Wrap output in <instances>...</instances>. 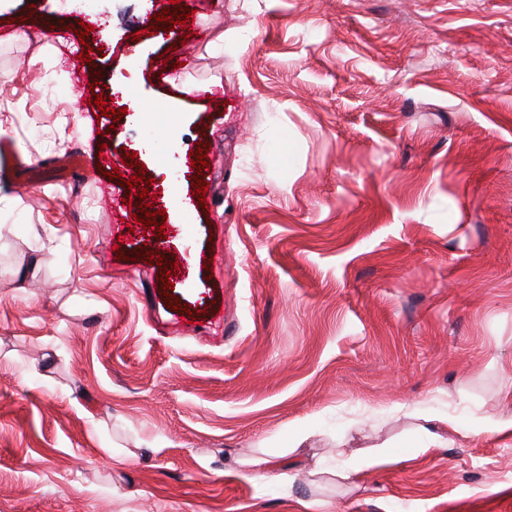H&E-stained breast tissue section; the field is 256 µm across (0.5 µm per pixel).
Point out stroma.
<instances>
[{
  "label": "stroma",
  "mask_w": 512,
  "mask_h": 512,
  "mask_svg": "<svg viewBox=\"0 0 512 512\" xmlns=\"http://www.w3.org/2000/svg\"><path fill=\"white\" fill-rule=\"evenodd\" d=\"M168 6L0 0V512H512V0H198L200 39ZM124 78L156 112L90 109ZM102 148L164 235L56 167Z\"/></svg>",
  "instance_id": "35a3bbf8"
}]
</instances>
